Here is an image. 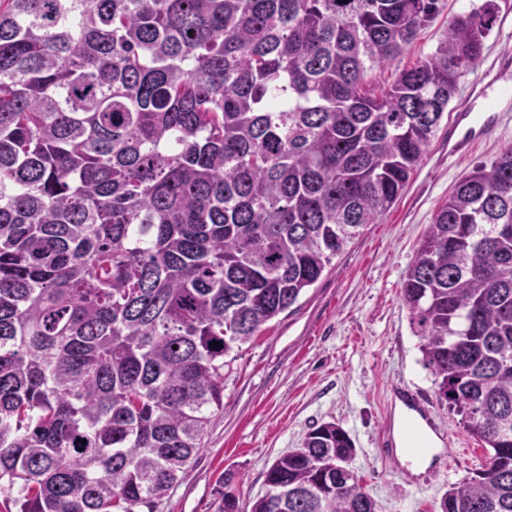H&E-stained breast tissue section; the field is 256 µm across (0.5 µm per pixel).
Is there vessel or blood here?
Segmentation results:
<instances>
[{"label":"vessel or blood","instance_id":"vessel-or-blood-1","mask_svg":"<svg viewBox=\"0 0 512 512\" xmlns=\"http://www.w3.org/2000/svg\"><path fill=\"white\" fill-rule=\"evenodd\" d=\"M512 94V55L503 54L492 69L488 81L482 84L478 93L459 110L448 131V151L452 154L465 152L477 143L485 131L496 123L499 113L492 106L494 99ZM393 397L404 403L412 420L424 422L428 428L436 423L427 400L418 392L397 387Z\"/></svg>","mask_w":512,"mask_h":512}]
</instances>
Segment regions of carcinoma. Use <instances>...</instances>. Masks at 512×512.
<instances>
[{
    "mask_svg": "<svg viewBox=\"0 0 512 512\" xmlns=\"http://www.w3.org/2000/svg\"><path fill=\"white\" fill-rule=\"evenodd\" d=\"M442 0H0V492L153 512L224 404V358L396 201L496 0L375 91ZM402 300L488 450L440 512H512V149L433 216ZM334 422L242 510L377 512Z\"/></svg>",
    "mask_w": 512,
    "mask_h": 512,
    "instance_id": "1",
    "label": "carcinoma"
}]
</instances>
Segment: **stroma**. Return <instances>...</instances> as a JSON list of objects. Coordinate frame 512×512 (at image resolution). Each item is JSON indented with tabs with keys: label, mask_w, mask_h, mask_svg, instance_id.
Wrapping results in <instances>:
<instances>
[{
	"label": "stroma",
	"mask_w": 512,
	"mask_h": 512,
	"mask_svg": "<svg viewBox=\"0 0 512 512\" xmlns=\"http://www.w3.org/2000/svg\"><path fill=\"white\" fill-rule=\"evenodd\" d=\"M482 0H445L440 15L406 49L370 75L387 87L405 68L433 52L453 18ZM497 25L480 64L459 80L428 152L397 202L368 225L296 304L235 346L224 367V405L211 418L191 466L154 512H217L221 478L241 503L264 494V472L299 446L314 424L333 421L351 437L349 466L378 512H437L452 484L480 469L486 451L461 415L441 403L422 363L420 338L401 299L402 282L437 207L475 164L512 148V111L467 155L448 154L446 131L471 89L486 80L497 55L512 52V0H497ZM424 393L459 449L449 469L407 482L399 459L382 455L380 439L392 385Z\"/></svg>",
	"instance_id": "obj_1"
}]
</instances>
